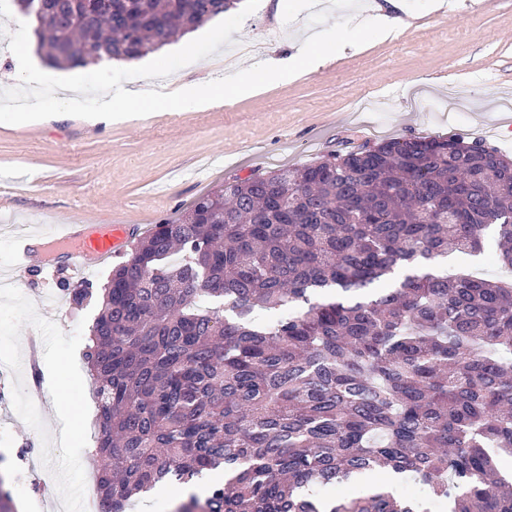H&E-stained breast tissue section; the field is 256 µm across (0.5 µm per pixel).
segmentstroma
<instances>
[{"instance_id": "35a3bbf8", "label": "stroma", "mask_w": 512, "mask_h": 512, "mask_svg": "<svg viewBox=\"0 0 512 512\" xmlns=\"http://www.w3.org/2000/svg\"><path fill=\"white\" fill-rule=\"evenodd\" d=\"M430 2L404 0L407 21L396 35L226 105L118 121L58 115L0 123V216L19 229L61 220L151 226L178 218L224 181L393 137H477L512 159V0H452L449 14ZM364 3L287 0L278 17L262 4L231 38L261 41L264 52L285 58L292 43ZM19 20L10 0H0V89L18 83L8 34ZM111 269L59 281L33 270L0 288V465L19 474L31 467L54 483L41 499L32 481H13L26 512H74L100 467L87 453L95 405L83 357L99 306L73 308L64 288L103 285ZM34 337L47 356L42 397L23 409L17 401L30 392Z\"/></svg>"}]
</instances>
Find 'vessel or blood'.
I'll return each mask as SVG.
<instances>
[{
  "mask_svg": "<svg viewBox=\"0 0 512 512\" xmlns=\"http://www.w3.org/2000/svg\"><path fill=\"white\" fill-rule=\"evenodd\" d=\"M141 232L137 224H56L15 238L17 268L37 267L45 278L76 273L106 262L125 261Z\"/></svg>",
  "mask_w": 512,
  "mask_h": 512,
  "instance_id": "b4317fda",
  "label": "vessel or blood"
}]
</instances>
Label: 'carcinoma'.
I'll use <instances>...</instances> for the list:
<instances>
[{"label": "carcinoma", "mask_w": 512, "mask_h": 512, "mask_svg": "<svg viewBox=\"0 0 512 512\" xmlns=\"http://www.w3.org/2000/svg\"><path fill=\"white\" fill-rule=\"evenodd\" d=\"M242 2L13 0L55 68L137 59ZM490 230L511 271L512 161L443 136L228 181L154 225L85 344L101 512L206 473L174 512H428L345 493L379 469L448 512H512V278L439 270Z\"/></svg>", "instance_id": "carcinoma-1"}]
</instances>
